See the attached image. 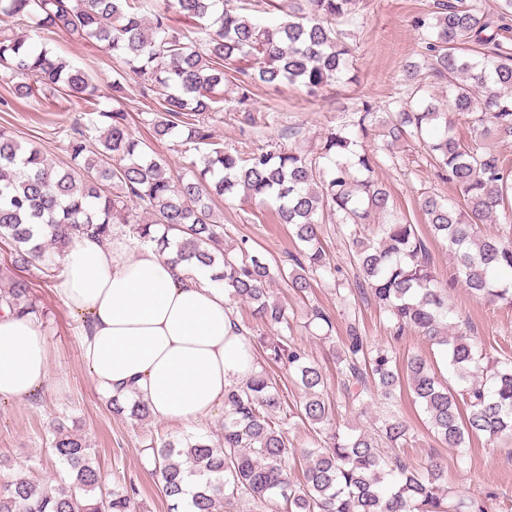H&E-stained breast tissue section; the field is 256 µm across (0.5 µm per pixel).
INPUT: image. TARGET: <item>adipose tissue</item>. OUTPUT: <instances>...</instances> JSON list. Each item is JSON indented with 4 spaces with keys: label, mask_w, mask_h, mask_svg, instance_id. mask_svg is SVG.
Wrapping results in <instances>:
<instances>
[{
    "label": "adipose tissue",
    "mask_w": 512,
    "mask_h": 512,
    "mask_svg": "<svg viewBox=\"0 0 512 512\" xmlns=\"http://www.w3.org/2000/svg\"><path fill=\"white\" fill-rule=\"evenodd\" d=\"M55 295L84 316V361L105 397L147 401L161 421L190 424L214 414L231 386L256 370L250 344L209 271L187 270L153 247L131 251L75 239ZM49 381L40 320L0 310V399L29 400Z\"/></svg>",
    "instance_id": "adipose-tissue-1"
}]
</instances>
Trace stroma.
Segmentation results:
<instances>
[{
	"instance_id": "obj_1",
	"label": "stroma",
	"mask_w": 512,
	"mask_h": 512,
	"mask_svg": "<svg viewBox=\"0 0 512 512\" xmlns=\"http://www.w3.org/2000/svg\"><path fill=\"white\" fill-rule=\"evenodd\" d=\"M433 3L360 0L348 39L356 69L349 78L324 88L318 95H309L299 85L260 87L245 114L238 108L236 86L225 84L224 110L214 123L217 142L229 151L273 144L287 151L313 153L319 149L326 130L350 121L363 102L385 110L392 101L407 99L416 83L434 97L445 95V83L430 70H421L413 82L407 80L404 71L422 51L417 23L431 19ZM48 45L72 65L84 69L103 89L120 67L92 41H77L59 33L51 36ZM82 113L80 102L64 95L47 97L34 107L29 100L9 95L0 87V127L12 131L20 141L36 139L57 164L68 159L67 136ZM362 144L377 157L376 178L391 191L398 212L428 238L433 264L441 278H448L453 259L445 246L430 240L419 199L425 191L457 199L455 186L438 176L417 141L389 146L381 137L370 135ZM215 214L224 222L227 245L234 247L240 240H247L253 250L282 264L296 248L286 226L277 223L270 210L243 196L219 201ZM15 276L31 282L33 295L44 312L50 385L34 400L0 401V476L21 474L39 482L62 481V468L50 454L49 423L63 412L69 417V427L90 439L107 486L134 483L145 512H170L150 444L166 433L219 435L223 412L189 426L153 417L137 420L126 414H112L108 398L98 392L83 361L78 341L81 317L54 295L51 279L37 265L15 264L9 247L0 243V288ZM270 290L286 307L289 317L300 324L314 306L333 318L334 337L322 341L319 328L300 327L294 339L327 374V393L334 405V424L339 433L372 432L388 414H397L412 433L408 448L411 463L427 467L430 454H437L445 468L446 482L459 494L478 497L496 493L501 512H512V438L491 445L484 437H474L462 453L441 446L428 430L423 410L406 391L392 404L376 400L367 411H360L358 404L343 396L336 381L337 338L345 333L349 310L335 281L320 278L310 293L301 296L289 293L277 281ZM448 296L454 322L467 327L479 347L512 356V308L476 299L459 284L449 287ZM358 312L360 327L371 343L392 348L401 357L416 353L429 358L435 353V346L420 334L394 338L386 313L372 299L360 301Z\"/></svg>"
}]
</instances>
